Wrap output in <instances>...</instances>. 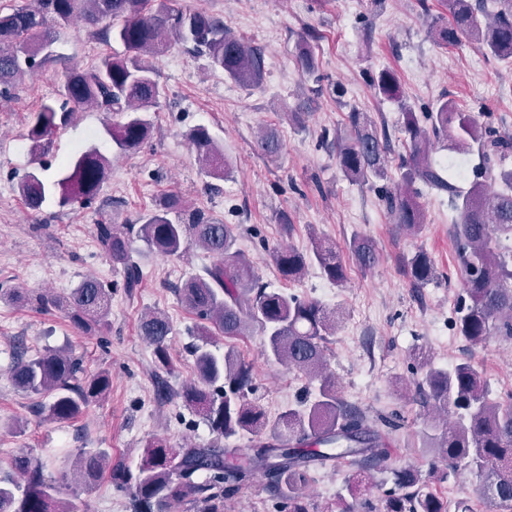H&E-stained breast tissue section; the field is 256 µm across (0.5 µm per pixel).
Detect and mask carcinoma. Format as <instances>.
<instances>
[{
    "label": "carcinoma",
    "mask_w": 512,
    "mask_h": 512,
    "mask_svg": "<svg viewBox=\"0 0 512 512\" xmlns=\"http://www.w3.org/2000/svg\"><path fill=\"white\" fill-rule=\"evenodd\" d=\"M450 20L431 28L441 46L474 39L486 54L512 62V0H446ZM76 19L91 27L102 26L109 36L117 29L124 45L121 56L106 55L91 69L73 68L65 76L59 106L44 104L28 131L31 150L49 148L48 137L66 125L72 115L87 106L121 120L109 125L112 141L122 150L141 147L150 137L146 113L156 107L163 94L157 73L147 58L174 43L191 45V51L209 57L214 67L245 86L259 83L264 75L262 51L235 35L218 16L187 13L173 0H31L8 14H0V97L10 94L25 75L38 65L40 52L55 40L56 28ZM376 92L400 100L396 76L383 70L372 78ZM407 154L400 159L403 170L400 191L385 189L382 200L395 223L407 232L419 230L425 221L423 204L413 191L422 182L445 192L458 212L457 239L463 275V294L456 308L458 335L472 344L491 336L512 340V255L503 253L497 238L512 237V170L494 173L495 159L512 151V134L479 124L460 111L454 101L417 114L402 107ZM353 136L336 145L339 166L353 182L387 178L390 141L362 112L348 113ZM448 137L456 151L476 149L484 173L463 191L433 166L429 151L433 140ZM208 174L222 179L228 160L204 127L190 133ZM257 150L276 155L281 142L269 130L256 140ZM108 170L106 158L95 149L66 162L56 179L48 181L38 172L28 173L19 185L26 205L40 209L50 197L62 206L96 197ZM180 200L166 196L143 218L138 237L149 248L178 256L200 247L213 262L202 273L186 280L176 292L181 302L202 324V335L226 339L245 336L257 328L264 336L262 355L268 362L294 369L319 381L318 394L304 399L275 419L252 401L253 367L234 350L218 356L196 345L194 378L177 396L184 406L200 416L218 440L241 435L256 437L248 448H225L216 442L208 447H172L164 439L151 440L136 469L112 464L96 453L79 455L73 469L92 480L109 470L112 482L130 495L132 512H172L176 503L188 502L190 512H224V500L263 475L282 503L281 512H309L306 486L310 467L325 466L339 458L352 457L365 470L377 469L388 449L379 431L368 427L363 416L339 396L336 378L327 372L325 352L328 336L335 333L340 317L313 299L269 287L251 262L236 249L235 225L226 224L203 210L175 220L169 215ZM98 240L115 264L124 267L127 291L143 279L130 259V240L98 225ZM354 255L363 268L372 267L377 252L364 237L352 241ZM275 265L286 281H296L314 265L333 283L345 279L344 267L334 248L320 240L304 253L292 247L274 252ZM405 275L417 287L436 276L429 257L420 253L409 262ZM112 292L96 278H86L62 299L35 296L40 309L61 307L74 326L90 329L106 320ZM140 335L153 347L159 367L171 369L170 319L159 312L142 316ZM425 373L417 392L437 410L456 415V420L423 433V449L434 454V463L446 477L457 474L460 462L479 480L478 493L489 512H512V393L497 400L488 398L483 373L464 360L446 370L423 361ZM10 381L20 391L40 395L48 401L39 409L56 421H69L105 397L111 388L106 372L88 373L82 360L69 351L48 350L32 358L18 351L13 358ZM19 482L0 479V512H76L60 498L59 487L45 478L42 463L25 453L11 462ZM366 477L347 482L348 496H340L342 512H359ZM394 489L387 495L382 512H448V504L429 490L422 475L412 468L394 472Z\"/></svg>",
    "instance_id": "1"
}]
</instances>
